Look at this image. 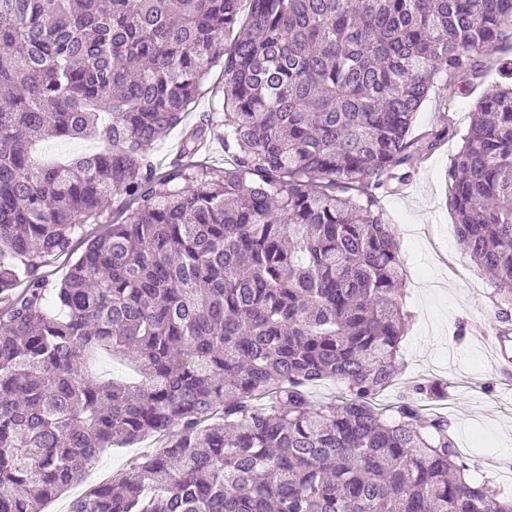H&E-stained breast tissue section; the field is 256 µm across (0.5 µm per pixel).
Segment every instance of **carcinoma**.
Returning a JSON list of instances; mask_svg holds the SVG:
<instances>
[{
	"label": "carcinoma",
	"instance_id": "1",
	"mask_svg": "<svg viewBox=\"0 0 512 512\" xmlns=\"http://www.w3.org/2000/svg\"><path fill=\"white\" fill-rule=\"evenodd\" d=\"M241 2L0 0V512H37L155 434L69 512H512L422 413L436 389L374 405L408 315L399 245L351 195L396 189L450 133L411 138L435 82L512 37V0H247L244 19ZM215 67L224 132L189 129ZM178 128L158 176L143 146ZM48 137L104 148L44 165ZM214 138L233 166L193 165ZM462 141L448 207L507 318L512 87ZM129 202L60 285L39 274ZM100 354L141 382L89 373ZM325 380L348 398L313 403ZM164 437L155 436L145 439L127 448H109L100 454L98 460L88 472L83 482L71 487L58 499L52 500L44 512H68L70 502L83 494L90 487L111 481L124 472L132 460L160 448Z\"/></svg>",
	"mask_w": 512,
	"mask_h": 512
}]
</instances>
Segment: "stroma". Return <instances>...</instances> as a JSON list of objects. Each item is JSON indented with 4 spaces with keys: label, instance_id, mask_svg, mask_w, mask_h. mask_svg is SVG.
I'll use <instances>...</instances> for the list:
<instances>
[{
    "label": "stroma",
    "instance_id": "35a3bbf8",
    "mask_svg": "<svg viewBox=\"0 0 512 512\" xmlns=\"http://www.w3.org/2000/svg\"><path fill=\"white\" fill-rule=\"evenodd\" d=\"M512 51L481 59L476 70L438 81L419 113L414 135L451 127L454 135L428 151L424 162L398 189L377 190L378 207L399 246L403 309L408 323L400 343V371L377 397L393 410L416 384H438L444 397L427 401L429 412L447 416L457 448L463 449L472 480L489 481L512 497L501 477L512 462V395L493 374L488 339L498 323L494 288L462 249L448 207V170L462 145L476 102L488 85L503 80ZM162 437L100 454L83 482L52 500L44 512H68L90 487L112 480L132 460L160 448Z\"/></svg>",
    "mask_w": 512,
    "mask_h": 512
}]
</instances>
